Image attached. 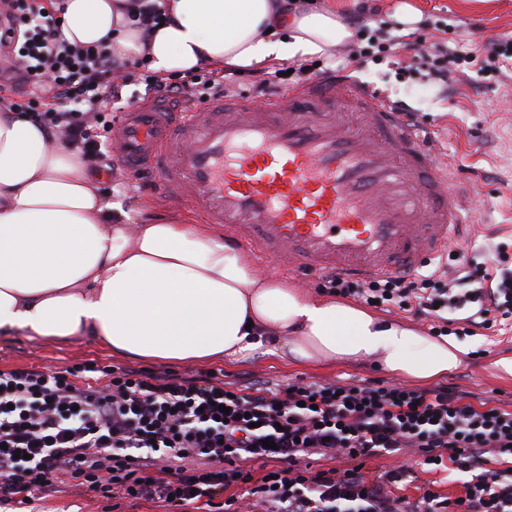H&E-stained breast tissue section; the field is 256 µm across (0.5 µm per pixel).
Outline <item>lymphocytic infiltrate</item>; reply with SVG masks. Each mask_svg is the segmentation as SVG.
<instances>
[{
	"mask_svg": "<svg viewBox=\"0 0 512 512\" xmlns=\"http://www.w3.org/2000/svg\"><path fill=\"white\" fill-rule=\"evenodd\" d=\"M59 0L0 5V99L33 113L49 138L101 170L108 149L93 128L129 76L104 45L69 42ZM354 58L394 56L409 41L361 21ZM50 101H42L41 91ZM327 292L433 318L474 311L491 328L512 317V271L495 257L441 274L322 279ZM405 450L429 471L467 474L457 495L395 486L409 469L370 473L369 459ZM344 469L313 470L312 456ZM86 488L113 506L159 500L167 512H240L225 490L245 488L251 512H512V408L473 403L445 385L376 382L236 385L215 374L177 375L90 360L62 369L0 371V504L22 505L61 487Z\"/></svg>",
	"mask_w": 512,
	"mask_h": 512,
	"instance_id": "lymphocytic-infiltrate-1",
	"label": "lymphocytic infiltrate"
}]
</instances>
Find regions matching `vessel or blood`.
<instances>
[{
    "instance_id": "vessel-or-blood-1",
    "label": "vessel or blood",
    "mask_w": 512,
    "mask_h": 512,
    "mask_svg": "<svg viewBox=\"0 0 512 512\" xmlns=\"http://www.w3.org/2000/svg\"><path fill=\"white\" fill-rule=\"evenodd\" d=\"M112 141L126 172H150L164 197L302 276L411 273L464 237L469 188L403 113L343 74L310 78L272 108L138 105Z\"/></svg>"
}]
</instances>
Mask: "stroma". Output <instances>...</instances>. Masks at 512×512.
I'll use <instances>...</instances> for the list:
<instances>
[{"instance_id":"35a3bbf8","label":"stroma","mask_w":512,"mask_h":512,"mask_svg":"<svg viewBox=\"0 0 512 512\" xmlns=\"http://www.w3.org/2000/svg\"><path fill=\"white\" fill-rule=\"evenodd\" d=\"M409 4L418 14L407 25L399 19V7ZM377 23L391 34H412L420 47L407 52L406 62L423 66L430 43L447 40L460 54L484 49L496 40L512 41V0H374ZM490 79L468 68L454 72L447 84L428 80L424 74L406 79L393 59L349 64L346 74L382 93L388 101L404 105L419 125L429 129L435 159L448 165L473 191L464 203L471 221L466 244L505 243L504 267H512V59L499 63ZM99 186L111 202L121 203L133 222L161 217L199 223L197 214L171 201L152 196L142 177L120 167L102 173ZM468 350L463 364L445 378V385L480 400L512 404V377L501 375L496 359L512 355V319L491 329H475L459 335ZM93 360L103 366L135 367L170 371L181 375L205 370L227 382L257 380L355 382L373 380L384 384L392 378L374 362L336 367H302L288 359L257 354L247 358L214 361L205 366L151 362L112 353L96 342L45 340L22 333L0 335V370L27 366L68 367ZM108 502L96 493L68 488L55 497L26 504L24 512H107Z\"/></svg>"}]
</instances>
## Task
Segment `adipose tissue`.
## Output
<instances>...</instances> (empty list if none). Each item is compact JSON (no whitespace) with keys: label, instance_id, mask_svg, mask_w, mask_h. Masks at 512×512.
I'll return each mask as SVG.
<instances>
[{"label":"adipose tissue","instance_id":"adipose-tissue-1","mask_svg":"<svg viewBox=\"0 0 512 512\" xmlns=\"http://www.w3.org/2000/svg\"><path fill=\"white\" fill-rule=\"evenodd\" d=\"M168 18L142 40L124 0H64V34L146 58L167 78L201 66L255 69L321 55L350 39L336 6L282 0H160ZM87 338L153 361L270 355L320 366L373 360L394 377H447L466 350L375 312L257 272L249 252L205 224L132 223L29 115L0 108V334Z\"/></svg>","mask_w":512,"mask_h":512}]
</instances>
